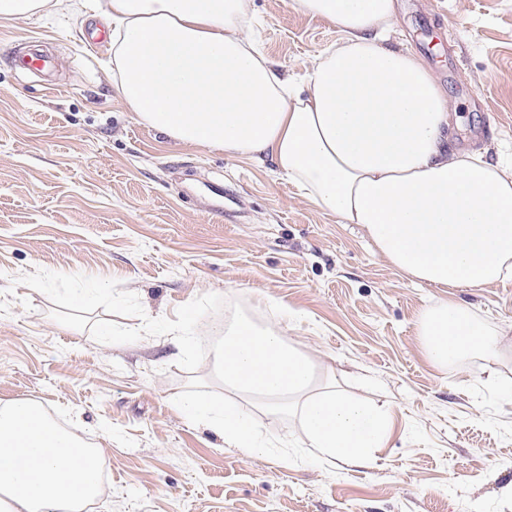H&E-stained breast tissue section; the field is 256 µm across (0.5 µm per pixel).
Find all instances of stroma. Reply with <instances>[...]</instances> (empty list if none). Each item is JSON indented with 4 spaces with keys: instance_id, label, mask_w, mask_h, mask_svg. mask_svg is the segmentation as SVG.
Returning a JSON list of instances; mask_svg holds the SVG:
<instances>
[{
    "instance_id": "35a3bbf8",
    "label": "stroma",
    "mask_w": 512,
    "mask_h": 512,
    "mask_svg": "<svg viewBox=\"0 0 512 512\" xmlns=\"http://www.w3.org/2000/svg\"><path fill=\"white\" fill-rule=\"evenodd\" d=\"M252 7L259 48L295 81L339 39L288 0ZM104 30L79 15L0 19V401L34 400L102 449L94 512H512V399L499 391L512 354L433 367L415 323L437 289L299 197L272 162L139 123L112 85ZM389 44L432 67L457 146L512 170V0H398ZM32 48L53 70L14 67ZM38 270L117 280L153 318L207 293L242 300L340 390L386 409L376 461L326 469L225 445L173 404L192 378L217 389L211 359L192 373L166 336L97 342L94 321L140 319L56 305L19 283ZM448 297L512 343V279Z\"/></svg>"
}]
</instances>
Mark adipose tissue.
Here are the masks:
<instances>
[{
    "label": "adipose tissue",
    "instance_id": "obj_1",
    "mask_svg": "<svg viewBox=\"0 0 512 512\" xmlns=\"http://www.w3.org/2000/svg\"><path fill=\"white\" fill-rule=\"evenodd\" d=\"M396 0H289L336 26L303 85L254 46L250 0H78L112 29L117 94L174 143L272 162L298 194L360 225L378 252L431 288L512 277V173L456 149L448 98L424 59L388 44ZM445 370L504 352L465 307L440 301L416 322ZM0 403V512H82L105 460L37 415Z\"/></svg>",
    "mask_w": 512,
    "mask_h": 512
}]
</instances>
